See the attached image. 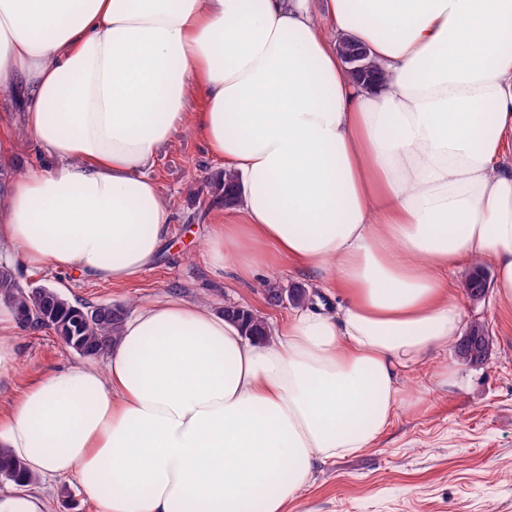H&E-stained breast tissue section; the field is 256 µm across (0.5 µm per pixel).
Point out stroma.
I'll use <instances>...</instances> for the list:
<instances>
[{"label":"stroma","instance_id":"1","mask_svg":"<svg viewBox=\"0 0 512 512\" xmlns=\"http://www.w3.org/2000/svg\"><path fill=\"white\" fill-rule=\"evenodd\" d=\"M25 99L0 89V129L10 142L0 167L23 172L51 157L22 128ZM221 164L191 132L163 147L145 175L158 184L173 210L172 234L156 262L133 279L104 283L76 273L27 269L25 280L59 288L71 300L112 303L133 311L162 296L202 299L216 310L239 304L268 320L287 317L289 305L269 304L260 280L239 281L202 259V242L217 208L204 185ZM464 320L485 321L493 339L490 360L458 364V388L440 386L431 367L405 372L423 403L400 408L375 447L316 465L310 484L288 512H512V308L494 294L465 303ZM53 331L21 333L12 383L0 400L17 396L36 377L81 363Z\"/></svg>","mask_w":512,"mask_h":512}]
</instances>
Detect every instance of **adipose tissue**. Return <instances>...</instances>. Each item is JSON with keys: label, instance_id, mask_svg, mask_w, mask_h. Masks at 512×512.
Listing matches in <instances>:
<instances>
[{"label": "adipose tissue", "instance_id": "1", "mask_svg": "<svg viewBox=\"0 0 512 512\" xmlns=\"http://www.w3.org/2000/svg\"><path fill=\"white\" fill-rule=\"evenodd\" d=\"M0 0V87L54 163L0 186L28 268L139 275L173 211L142 169L191 131L240 201L202 250L248 281L318 272L256 343L210 303L125 319L103 362L0 404V446L98 512H288L316 464L371 447L401 383L459 335L450 270L490 262L512 307V0ZM382 80L352 81L339 38ZM198 111H191V103Z\"/></svg>", "mask_w": 512, "mask_h": 512}]
</instances>
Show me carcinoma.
<instances>
[{
    "mask_svg": "<svg viewBox=\"0 0 512 512\" xmlns=\"http://www.w3.org/2000/svg\"><path fill=\"white\" fill-rule=\"evenodd\" d=\"M209 192L220 203L230 205L236 199L237 186L232 174L221 171L208 181ZM489 286V272L484 265H475L467 279L466 288L473 293ZM269 303L286 299L293 306L310 300V292L301 285L283 288L278 284H264ZM0 301L10 308L14 320L23 332L49 328L61 342L82 357L103 355L116 337L125 317V310L117 305L88 306L68 299L59 289L45 285L21 283L13 269L0 263ZM224 316L236 321L245 335L254 340L268 336L266 322L249 308L224 307ZM455 357L467 365H482L486 359L466 347L462 341L454 345ZM0 477L20 486L36 483L25 472L23 462L12 458L0 447Z\"/></svg>",
    "mask_w": 512,
    "mask_h": 512,
    "instance_id": "obj_1",
    "label": "carcinoma"
}]
</instances>
